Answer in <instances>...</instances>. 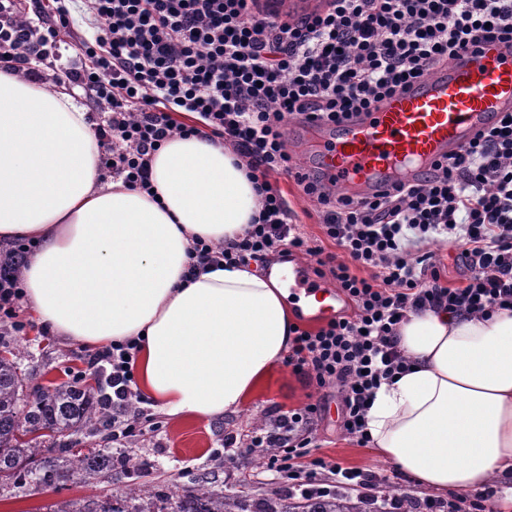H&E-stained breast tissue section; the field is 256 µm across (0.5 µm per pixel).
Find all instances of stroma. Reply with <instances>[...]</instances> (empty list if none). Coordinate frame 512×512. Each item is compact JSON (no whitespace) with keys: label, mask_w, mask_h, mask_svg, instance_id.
Instances as JSON below:
<instances>
[{"label":"stroma","mask_w":512,"mask_h":512,"mask_svg":"<svg viewBox=\"0 0 512 512\" xmlns=\"http://www.w3.org/2000/svg\"><path fill=\"white\" fill-rule=\"evenodd\" d=\"M12 348L18 350L21 373L32 388L67 380L70 372L82 369V359L89 352L88 347L67 341L51 330L43 334L33 330L25 336L4 331L0 334V350ZM312 399L321 403L314 418V455L344 468L372 472L387 469V462L374 458L368 447L358 445L343 430L342 401L335 389L317 390L282 365L246 407L232 416L179 422L153 409L134 437L112 442L96 431H82L77 436L79 447L106 449L113 458L129 461L131 471L97 485L74 480L58 494L0 489V512H46L60 496L89 500L109 495L122 500L131 488L140 489L148 503L175 486L212 490L234 498L244 512H253L287 479L267 471L259 456L245 457L240 449L223 447L225 432L248 433L265 424L269 408H298Z\"/></svg>","instance_id":"stroma-1"}]
</instances>
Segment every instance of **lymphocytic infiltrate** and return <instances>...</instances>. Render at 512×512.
Masks as SVG:
<instances>
[{
	"label": "lymphocytic infiltrate",
	"mask_w": 512,
	"mask_h": 512,
	"mask_svg": "<svg viewBox=\"0 0 512 512\" xmlns=\"http://www.w3.org/2000/svg\"><path fill=\"white\" fill-rule=\"evenodd\" d=\"M322 9L283 17L276 0H0V69L31 82H66L102 112L95 126L100 169L152 192V160L177 134L224 144L258 182L260 210L242 238L195 241L189 273L211 265L266 263L275 253L308 257L352 306L318 330L293 327L284 360L317 389L335 388L343 428L368 443L365 416L382 382L410 362L397 332L409 313L512 310V112L465 150L434 162L423 181L395 193L350 197L321 177H302L288 149V123L325 126L370 111L483 40L512 44V0H323ZM91 25L93 38L79 32ZM73 56L46 75L60 33ZM295 180L319 213L328 246L309 245L272 175ZM454 243L467 267L449 284L430 246ZM34 249L0 251V325L20 333V270ZM137 344L98 348L76 381L93 379L112 413V438L133 436L143 415L136 390ZM318 406L273 407L262 430L228 433L224 445L263 456L311 495L318 475L374 496L389 476L312 456Z\"/></svg>",
	"instance_id": "f902f5d3"
}]
</instances>
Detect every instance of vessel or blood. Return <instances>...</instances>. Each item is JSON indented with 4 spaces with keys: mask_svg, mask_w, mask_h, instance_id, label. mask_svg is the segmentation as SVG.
I'll return each instance as SVG.
<instances>
[{
    "mask_svg": "<svg viewBox=\"0 0 512 512\" xmlns=\"http://www.w3.org/2000/svg\"><path fill=\"white\" fill-rule=\"evenodd\" d=\"M511 111L512 49L483 41L361 119L324 128L318 149L302 158L298 170L321 171L328 185L373 196L397 182H414ZM294 288L309 297L311 317L339 314L333 292L304 271H296Z\"/></svg>",
    "mask_w": 512,
    "mask_h": 512,
    "instance_id": "vessel-or-blood-1",
    "label": "vessel or blood"
}]
</instances>
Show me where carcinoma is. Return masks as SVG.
Here are the masks:
<instances>
[{
	"label": "carcinoma",
	"instance_id": "cac0c4a2",
	"mask_svg": "<svg viewBox=\"0 0 512 512\" xmlns=\"http://www.w3.org/2000/svg\"><path fill=\"white\" fill-rule=\"evenodd\" d=\"M101 424L108 429L104 412L93 391L78 382L41 387L27 393V383L14 359L0 355V485L16 489L60 492L68 482L83 483L112 478L125 468L112 454L98 450L79 459L69 457L68 442L82 428ZM169 508L157 512H235V500L204 489L184 490L164 498ZM362 499L338 493L311 497L301 512H368ZM47 512H150L126 505L109 496L78 502L63 500Z\"/></svg>",
	"mask_w": 512,
	"mask_h": 512
}]
</instances>
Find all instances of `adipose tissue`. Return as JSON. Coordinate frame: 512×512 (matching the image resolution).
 Wrapping results in <instances>:
<instances>
[{
  "mask_svg": "<svg viewBox=\"0 0 512 512\" xmlns=\"http://www.w3.org/2000/svg\"><path fill=\"white\" fill-rule=\"evenodd\" d=\"M100 154L67 84L0 70V245H36L26 308L84 346L136 340L138 387L168 416L238 413L288 350L284 270L185 274L194 241L244 234L259 194L231 149L195 136L154 154L150 194L102 177ZM399 343L411 366L374 394L372 453L460 494L512 475V311L413 314Z\"/></svg>",
  "mask_w": 512,
  "mask_h": 512,
  "instance_id": "1",
  "label": "adipose tissue"
}]
</instances>
